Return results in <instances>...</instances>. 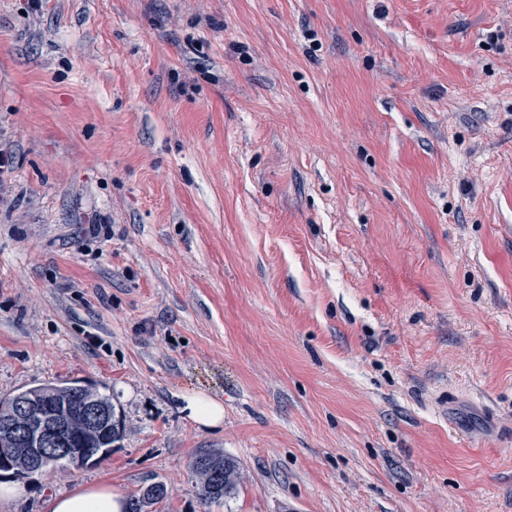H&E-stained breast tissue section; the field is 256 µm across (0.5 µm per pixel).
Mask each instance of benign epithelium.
Listing matches in <instances>:
<instances>
[{
  "label": "benign epithelium",
  "instance_id": "benign-epithelium-1",
  "mask_svg": "<svg viewBox=\"0 0 512 512\" xmlns=\"http://www.w3.org/2000/svg\"><path fill=\"white\" fill-rule=\"evenodd\" d=\"M75 388L86 396L82 412L76 418H64L58 409L67 407L61 402L50 405L32 395H18L8 413L0 418V446L22 445L29 449L26 468L38 469L53 460L65 458L75 467L85 464V457L64 447L65 435L79 428L92 435L106 424L116 422L112 409L102 405L91 387L81 382Z\"/></svg>",
  "mask_w": 512,
  "mask_h": 512
}]
</instances>
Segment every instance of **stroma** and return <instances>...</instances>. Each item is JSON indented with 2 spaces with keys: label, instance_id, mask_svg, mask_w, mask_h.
<instances>
[{
  "label": "stroma",
  "instance_id": "obj_1",
  "mask_svg": "<svg viewBox=\"0 0 512 512\" xmlns=\"http://www.w3.org/2000/svg\"><path fill=\"white\" fill-rule=\"evenodd\" d=\"M0 149V399L124 425L0 512H512V0H0ZM186 407L195 420L206 427L220 426L224 420V404L220 399L200 390H190L186 396ZM193 470L200 483V498L206 503L232 496L241 478L237 462L219 451L197 454ZM153 484L148 485L130 503L124 493L112 487V484L79 486L69 493L53 496L48 502V512H141L146 503L158 502L166 496L167 490L163 483H160V492L154 490ZM133 504L137 506L134 510Z\"/></svg>",
  "mask_w": 512,
  "mask_h": 512
}]
</instances>
